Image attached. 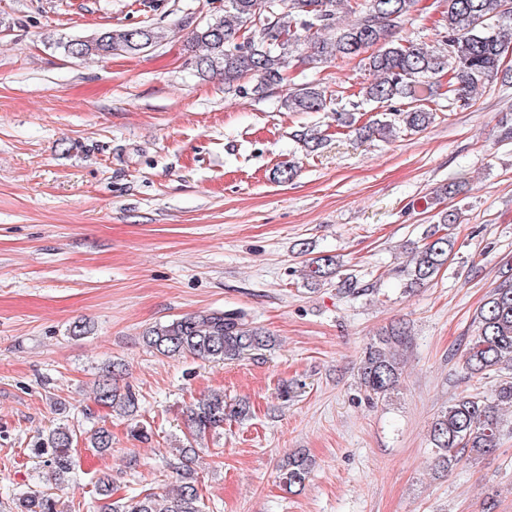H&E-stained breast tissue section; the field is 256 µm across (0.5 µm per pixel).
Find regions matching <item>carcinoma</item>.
Listing matches in <instances>:
<instances>
[{
	"instance_id": "carcinoma-1",
	"label": "carcinoma",
	"mask_w": 512,
	"mask_h": 512,
	"mask_svg": "<svg viewBox=\"0 0 512 512\" xmlns=\"http://www.w3.org/2000/svg\"><path fill=\"white\" fill-rule=\"evenodd\" d=\"M419 0H224L198 22L192 46L202 49L192 64L202 76H224V92L235 96H264L280 91V108L289 112H322L328 97L320 85L309 82L290 88V71L317 68L335 61L359 60L374 79L360 91L362 99L386 108L383 117L356 126L352 112L336 113L337 125L352 128L362 138L389 139L401 128L419 133L432 123L434 113L424 102L447 80L448 99L459 108L470 105L479 88L508 76L503 56L512 49V0H436L439 30L432 44L402 36L417 11ZM252 35L239 42L240 33ZM164 30L152 24L129 25L99 31L90 38L58 42L74 59H105L114 54H139L158 46ZM405 107H398L399 103ZM322 132L299 134L308 152L322 144ZM448 232H425V242L412 249L404 291L432 281L448 262L455 240L449 229L458 212H438ZM332 255L311 259L307 279L317 284L338 272ZM477 333L462 356L470 379L491 375L499 381L490 393L460 395L439 410L429 426V445L435 471H451L462 460L478 462L498 448L501 411L512 407V274L491 291L476 310ZM413 336L407 324L397 322L381 331L367 347L357 375L368 399L385 401L400 386L403 352ZM144 343L158 354L175 358L190 355L204 361H232L270 346L272 337L253 325L241 309L213 310L157 324L143 333ZM120 365L98 376L92 385L93 401L120 416L134 418L138 396L119 384ZM247 404L230 406L224 393H212L186 410L190 438L178 448L176 488L165 494L139 493L129 499L113 498L109 480L97 484L98 512H203L205 504L194 468L198 449L195 437L224 427V421L243 416ZM100 453L112 450V432L99 426L85 437ZM77 431L66 424L40 439L34 455L46 459L48 489L17 499L15 512H63L58 492L69 483L75 467L73 448ZM312 472V460L302 452L288 455L280 466L281 482L290 492L303 488Z\"/></svg>"
}]
</instances>
